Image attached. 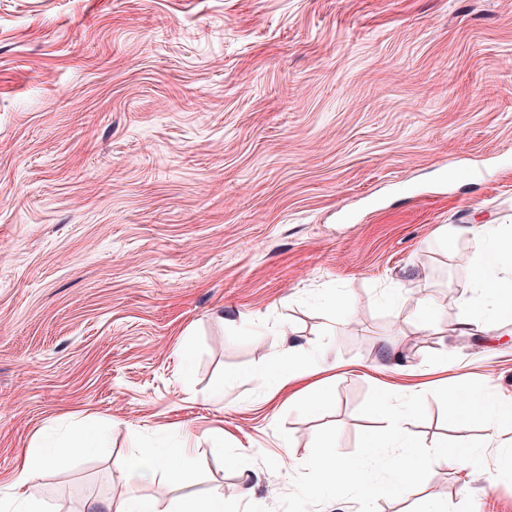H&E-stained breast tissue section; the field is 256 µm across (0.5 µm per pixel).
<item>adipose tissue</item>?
<instances>
[{"instance_id": "1", "label": "adipose tissue", "mask_w": 512, "mask_h": 512, "mask_svg": "<svg viewBox=\"0 0 512 512\" xmlns=\"http://www.w3.org/2000/svg\"><path fill=\"white\" fill-rule=\"evenodd\" d=\"M457 232L474 243L468 261L474 269L473 288L480 294L477 305L483 312L481 322H474L472 314L467 313L460 323L464 326L477 325L479 332L486 335L494 330L502 314L497 302L499 291L512 288V225L461 226ZM464 411L494 426L512 419V400L505 402L491 393L471 392L467 395L466 404L461 405L456 397H449L447 413L450 420H458ZM111 426V420L106 418L91 423L79 422L52 449L38 454L27 453L17 467V485L30 488L37 470L55 465L62 457L99 447ZM196 441V434L185 430L180 433L174 447L165 450L137 449L125 460L122 474L132 482L152 479L160 474L167 485L183 484L190 473Z\"/></svg>"}]
</instances>
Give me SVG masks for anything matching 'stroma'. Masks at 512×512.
<instances>
[{"label": "stroma", "mask_w": 512, "mask_h": 512, "mask_svg": "<svg viewBox=\"0 0 512 512\" xmlns=\"http://www.w3.org/2000/svg\"><path fill=\"white\" fill-rule=\"evenodd\" d=\"M471 224L512 225V0H0V504L75 417L112 430L39 470L44 512L217 486L281 512L320 428L343 454L380 428L373 387L425 395L426 445L485 437L446 413L512 399V318L455 331ZM292 341L338 364L320 410L270 381ZM183 429L186 483L117 478ZM496 469L377 510L512 512Z\"/></svg>", "instance_id": "1"}]
</instances>
